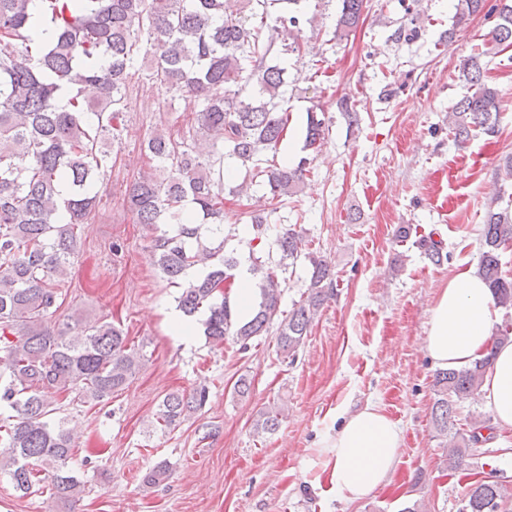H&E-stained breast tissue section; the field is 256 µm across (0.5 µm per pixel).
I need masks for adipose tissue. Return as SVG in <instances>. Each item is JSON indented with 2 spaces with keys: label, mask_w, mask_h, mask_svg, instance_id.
<instances>
[{
  "label": "adipose tissue",
  "mask_w": 512,
  "mask_h": 512,
  "mask_svg": "<svg viewBox=\"0 0 512 512\" xmlns=\"http://www.w3.org/2000/svg\"><path fill=\"white\" fill-rule=\"evenodd\" d=\"M502 311L472 269L453 274L430 310L425 347L443 368H463L494 350L482 389L498 429H512V342L492 346ZM402 434L383 409L369 402L348 412L325 443L329 481L344 500L357 501L390 482L401 456Z\"/></svg>",
  "instance_id": "ef3b65f1"
}]
</instances>
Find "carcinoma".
Instances as JSON below:
<instances>
[{
  "instance_id": "cac0c4a2",
  "label": "carcinoma",
  "mask_w": 512,
  "mask_h": 512,
  "mask_svg": "<svg viewBox=\"0 0 512 512\" xmlns=\"http://www.w3.org/2000/svg\"><path fill=\"white\" fill-rule=\"evenodd\" d=\"M31 0H0V404L12 414L0 419V469L26 496L42 489L35 466L51 475L47 491L73 502L85 484L71 465L74 448L65 419L55 417L52 393L67 392L76 403L101 402L121 390L142 356L111 322L78 318L50 326L60 307V288L83 225L103 200L100 172L121 141L123 102L136 63L145 80L171 96L187 93L197 109L184 125L155 130L144 151L153 162L130 184L124 202L136 223L150 231L155 270L170 284L185 281L179 309L194 316L207 308L205 334L216 343L232 336L243 350L263 335L277 316L279 273L296 263L305 237L296 227L270 222L273 201L303 184L307 158L261 168L259 156L277 149L288 132L283 107L288 70L269 62L301 51L297 33L310 23L304 0H41L49 39L29 34ZM333 38L342 40L359 24L365 0H340ZM457 0L456 24L473 15L494 20L491 42L512 47V4ZM277 7L270 13L268 8ZM272 23H267V19ZM471 54L462 69L470 93L448 114L454 137L497 133L500 92L485 79L482 57ZM106 57L105 69L96 66ZM93 85L87 100L81 86ZM324 115L306 112L304 150L325 139ZM263 175L265 192L250 194L247 181L232 192L253 200V239L275 237L280 259L267 266L254 259L257 302L250 320L239 321L224 291L235 258L224 254V175L233 170ZM479 273L497 303L512 308V278L503 274L500 250L512 245V214L487 213ZM415 244L430 261L443 254L424 237ZM312 271L306 295L278 323L277 346L295 356L314 317L334 290L331 268L307 254ZM208 263L188 279L197 263ZM493 353L468 367L441 369L434 379L431 415L438 436L448 442L446 468L466 465L470 449L483 442L482 421L462 433L455 428L457 403L474 397L491 368ZM207 399L206 389L169 393L156 413L164 428L177 426ZM279 410L259 412L254 433H274ZM170 476L165 461L146 471L142 484L154 487ZM512 499V484L492 479L469 486L462 512H500Z\"/></svg>"
}]
</instances>
